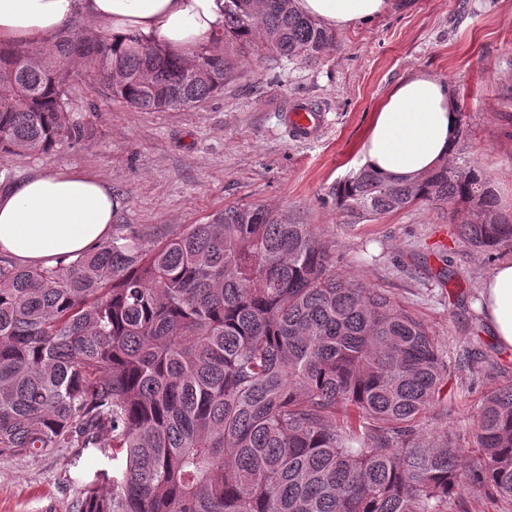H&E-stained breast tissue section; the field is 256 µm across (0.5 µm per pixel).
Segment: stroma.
Instances as JSON below:
<instances>
[{
    "instance_id": "1",
    "label": "stroma",
    "mask_w": 512,
    "mask_h": 512,
    "mask_svg": "<svg viewBox=\"0 0 512 512\" xmlns=\"http://www.w3.org/2000/svg\"><path fill=\"white\" fill-rule=\"evenodd\" d=\"M209 48L233 70L220 94L187 110L135 112L87 73L74 74L71 110L93 138L11 157L0 163V188L49 167L101 175L121 199L116 223L149 239L242 204L312 225L340 272L384 290L424 323L446 358L484 352L490 370L476 381L454 372L445 387L451 406L423 426L469 451L482 395L512 384V350L496 344L478 308L481 280L512 260V247L473 250L456 234L458 217L431 203L349 224L332 190L360 168L381 101L426 72L448 83L458 108L451 165H478L500 209L512 212V0H397L371 22L337 31L335 46L313 62L244 54L230 41ZM303 99L325 111L314 141L293 139L283 121L286 104ZM93 477L69 448L2 454L0 512H72Z\"/></svg>"
}]
</instances>
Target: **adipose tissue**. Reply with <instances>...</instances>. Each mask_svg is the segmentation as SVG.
I'll return each mask as SVG.
<instances>
[{
    "label": "adipose tissue",
    "instance_id": "ef3b65f1",
    "mask_svg": "<svg viewBox=\"0 0 512 512\" xmlns=\"http://www.w3.org/2000/svg\"><path fill=\"white\" fill-rule=\"evenodd\" d=\"M228 0H0V42L41 44L82 16L113 35L160 44L183 58L224 31ZM392 0H292L293 8L330 29L380 16ZM458 113L449 86L415 73L378 107L363 166L414 181L449 160ZM117 197L106 180L79 170H41L0 189V253L29 266L75 259L112 233ZM484 320L499 345L512 349V262L494 266L480 285Z\"/></svg>",
    "mask_w": 512,
    "mask_h": 512
}]
</instances>
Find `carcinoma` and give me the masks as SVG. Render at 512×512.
<instances>
[{
    "mask_svg": "<svg viewBox=\"0 0 512 512\" xmlns=\"http://www.w3.org/2000/svg\"><path fill=\"white\" fill-rule=\"evenodd\" d=\"M289 2L229 0L223 39L318 59L336 35ZM79 68L165 112L218 94L231 62L122 50L107 29L0 44L1 162L89 139L70 109ZM333 197L351 224L434 203L464 210L471 247L512 244V216L471 164L416 183L362 167ZM449 372L421 321L339 273L311 225L261 205L154 240L114 224L53 268L0 259V455L118 462L74 512H451L465 485L512 501V384L483 396L471 454L421 433Z\"/></svg>",
    "mask_w": 512,
    "mask_h": 512,
    "instance_id": "carcinoma-1",
    "label": "carcinoma"
}]
</instances>
